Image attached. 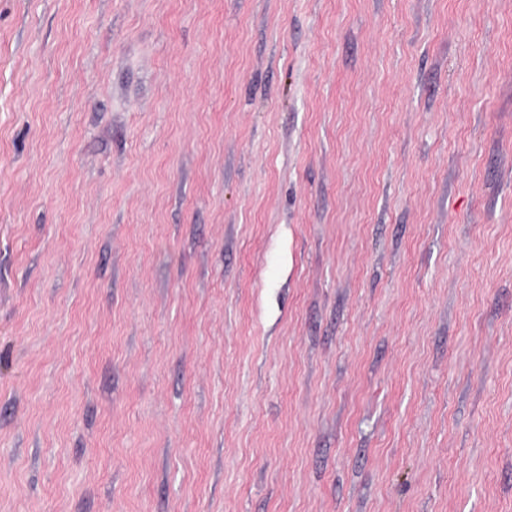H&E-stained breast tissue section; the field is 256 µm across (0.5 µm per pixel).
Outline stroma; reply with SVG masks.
Listing matches in <instances>:
<instances>
[{"mask_svg": "<svg viewBox=\"0 0 512 512\" xmlns=\"http://www.w3.org/2000/svg\"><path fill=\"white\" fill-rule=\"evenodd\" d=\"M0 512H512V0H0Z\"/></svg>", "mask_w": 512, "mask_h": 512, "instance_id": "35a3bbf8", "label": "stroma"}]
</instances>
